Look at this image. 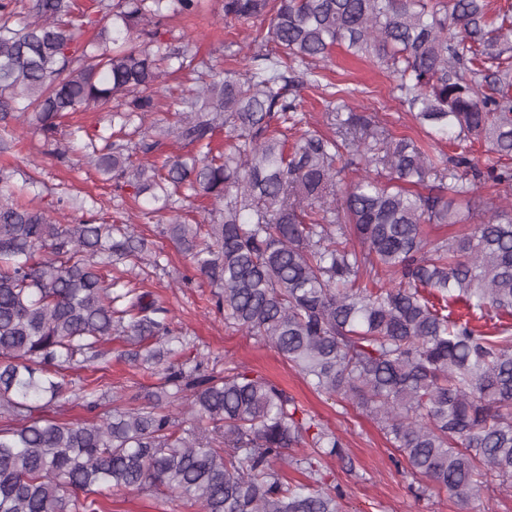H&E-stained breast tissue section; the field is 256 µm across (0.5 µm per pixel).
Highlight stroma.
<instances>
[{"label":"stroma","mask_w":512,"mask_h":512,"mask_svg":"<svg viewBox=\"0 0 512 512\" xmlns=\"http://www.w3.org/2000/svg\"><path fill=\"white\" fill-rule=\"evenodd\" d=\"M166 29L169 43L187 49L197 59L234 70L245 64L243 56H230L227 50L234 36L225 24L221 0H200L195 14L170 18ZM319 73V88L302 92L303 111L311 128L329 132L326 107L338 104L342 107L341 118H349L354 110L365 111L377 115L393 136L426 141L423 128L398 100L395 81L383 65L347 55L337 48L330 61L321 65ZM1 165L37 178L38 185L27 198L33 208L49 207L63 192L74 199L76 206L66 210V221L85 218L86 213L79 210L78 204L90 199L97 200L106 215L116 218L130 214L136 234L165 254L159 267L138 262L130 278L142 290L152 292L181 326L186 356L204 357L209 371L217 374L234 365L247 366L279 384L304 409L342 437L346 459L327 456L321 466L326 484L343 493L339 501L341 512H512V486L503 485L495 476L488 477L481 497L466 505L446 491L413 481L397 468L398 453L377 421L346 401L315 393L297 369L272 348L227 325L223 314L211 304L208 283L197 278L188 257L163 235L162 230L170 221L169 213L142 215L127 190L103 182L79 155L57 157L52 146L35 130L25 131L11 152L0 153ZM185 278L190 284L184 288L180 282ZM111 346L112 360L101 373L104 388L97 409L101 415L111 412L114 398L146 395L155 391L160 382L158 369L135 367L124 359V337H113ZM102 507L103 512H197L165 489L152 495L127 489L103 499Z\"/></svg>","instance_id":"stroma-1"}]
</instances>
